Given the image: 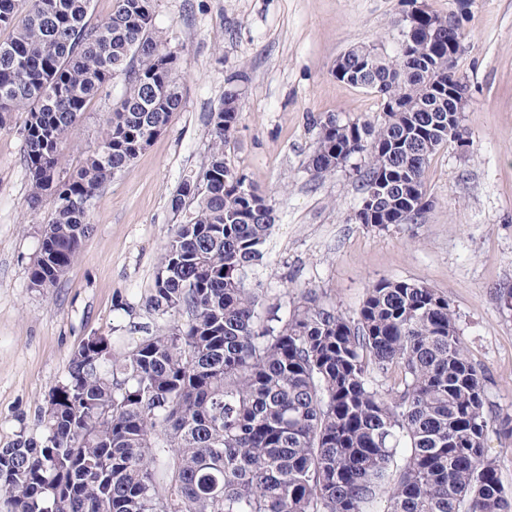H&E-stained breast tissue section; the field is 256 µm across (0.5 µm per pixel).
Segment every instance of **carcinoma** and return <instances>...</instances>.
Instances as JSON below:
<instances>
[{"label":"carcinoma","mask_w":512,"mask_h":512,"mask_svg":"<svg viewBox=\"0 0 512 512\" xmlns=\"http://www.w3.org/2000/svg\"><path fill=\"white\" fill-rule=\"evenodd\" d=\"M92 0H0V122L24 114L29 205L53 203L30 272L51 288L92 230L96 192L167 128L182 103L177 56L156 30L152 0H115L92 24ZM402 30L400 53L339 61L379 94L378 122L319 119L309 165L364 159V191L392 186L377 224L425 197L430 157L467 146L443 84L467 85L448 62L460 27ZM123 90L99 141L63 175L70 130L115 79ZM238 91L209 116L205 189L183 184L189 211L165 243L146 307L163 318L123 353L81 346L44 410L43 445L0 448V512H512L487 442L512 448V415L490 410L457 316L435 289L383 278L347 319L325 293L301 290L290 311L243 270L264 258L274 221L267 194L224 154L241 114ZM381 377L384 383H373Z\"/></svg>","instance_id":"carcinoma-1"}]
</instances>
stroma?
I'll return each instance as SVG.
<instances>
[{"label": "stroma", "instance_id": "stroma-1", "mask_svg": "<svg viewBox=\"0 0 512 512\" xmlns=\"http://www.w3.org/2000/svg\"><path fill=\"white\" fill-rule=\"evenodd\" d=\"M410 0H154L156 29L178 57L182 104L167 129L105 184L95 228L59 283L35 289L30 271L53 204L30 209L23 117L0 124V448L44 442L41 410L87 337L142 336L159 324L144 300L179 216L171 199L201 177L208 117L227 76L246 75L242 112L225 148L235 171L266 190L275 218L262 264L246 286L294 304L304 288L327 291L355 319L382 278L428 285L455 310L468 357L484 370L492 411L512 414V0H471L457 74L467 81L469 144L439 148L425 173L429 206L415 224H361V157L313 177L314 120L373 121L374 91L340 82L338 57L358 45L396 56ZM121 81L91 102L60 157L73 169L96 143Z\"/></svg>", "mask_w": 512, "mask_h": 512}]
</instances>
